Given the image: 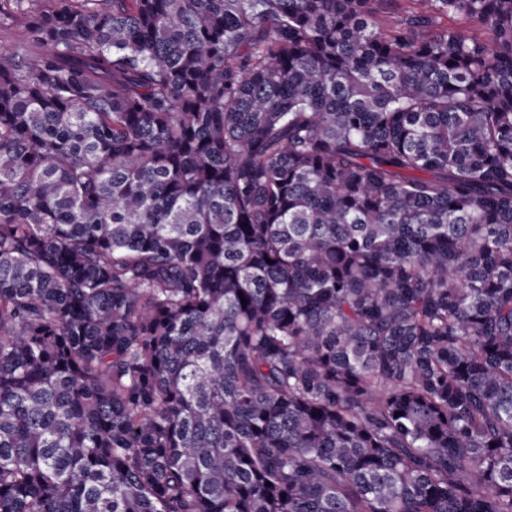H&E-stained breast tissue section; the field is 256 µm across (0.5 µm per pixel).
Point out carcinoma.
<instances>
[{
  "instance_id": "carcinoma-1",
  "label": "carcinoma",
  "mask_w": 512,
  "mask_h": 512,
  "mask_svg": "<svg viewBox=\"0 0 512 512\" xmlns=\"http://www.w3.org/2000/svg\"><path fill=\"white\" fill-rule=\"evenodd\" d=\"M375 2L0 0V512H512V0Z\"/></svg>"
}]
</instances>
